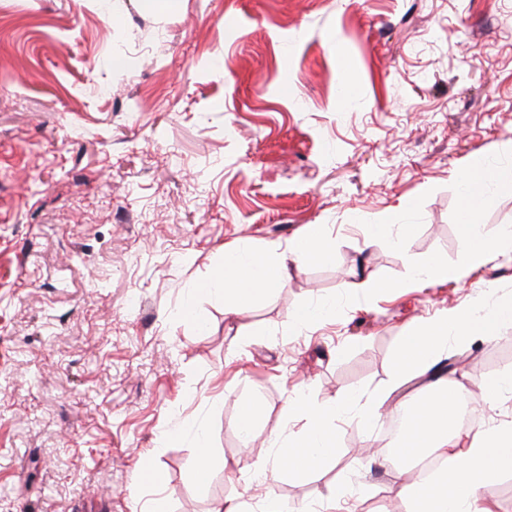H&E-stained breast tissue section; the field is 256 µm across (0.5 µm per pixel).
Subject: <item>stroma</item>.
I'll return each instance as SVG.
<instances>
[{
    "instance_id": "obj_1",
    "label": "stroma",
    "mask_w": 512,
    "mask_h": 512,
    "mask_svg": "<svg viewBox=\"0 0 512 512\" xmlns=\"http://www.w3.org/2000/svg\"><path fill=\"white\" fill-rule=\"evenodd\" d=\"M506 151L512 0H0V512H259L270 494L296 512L345 481L368 488L356 512H400L411 474L383 420L419 385L391 387L398 338L480 286L512 296V253L288 327L407 259L460 260L452 185ZM419 197L404 252L368 244L366 222ZM317 226L331 258H288ZM236 248L285 270L231 311L201 286ZM448 355L469 427L512 421L483 389L512 372V331ZM387 388L379 421L339 423L330 467L274 471L270 438L306 426L290 396Z\"/></svg>"
}]
</instances>
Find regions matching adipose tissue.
<instances>
[{
    "mask_svg": "<svg viewBox=\"0 0 512 512\" xmlns=\"http://www.w3.org/2000/svg\"><path fill=\"white\" fill-rule=\"evenodd\" d=\"M284 265L261 254L240 251L226 255L224 272L212 280L224 301L237 309L259 292L278 286ZM512 329V303L486 305L475 300L412 325L399 340L395 382L427 378L411 403V418L398 446L406 457L431 456L437 467L430 478L403 484L398 491L405 512H490L479 490L492 476L512 472V422H492L474 433L458 425L461 389L435 374L449 346L469 343L481 335L494 337ZM343 402L318 405L304 395L288 401L289 413H302L306 428L289 438L273 437L274 467L282 473H305L324 467L335 455Z\"/></svg>",
    "mask_w": 512,
    "mask_h": 512,
    "instance_id": "ef3b65f1",
    "label": "adipose tissue"
}]
</instances>
